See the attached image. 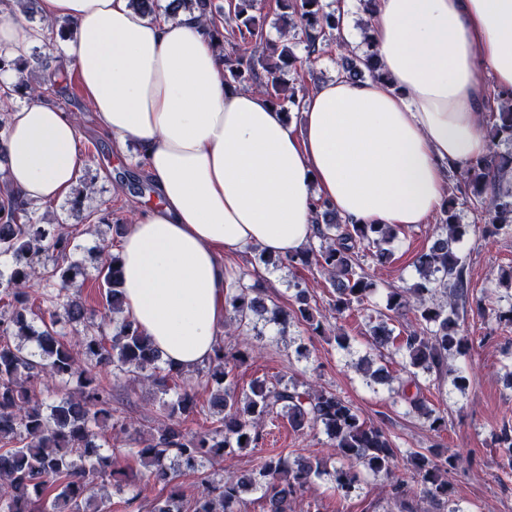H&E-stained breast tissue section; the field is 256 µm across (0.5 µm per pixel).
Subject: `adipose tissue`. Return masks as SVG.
Segmentation results:
<instances>
[{"label":"adipose tissue","instance_id":"1","mask_svg":"<svg viewBox=\"0 0 512 512\" xmlns=\"http://www.w3.org/2000/svg\"><path fill=\"white\" fill-rule=\"evenodd\" d=\"M42 25L0 20L21 57L59 19L100 125L135 140L156 204L120 241L126 312L165 361L205 362L224 321L225 255L285 258L312 234L320 198L363 224L426 223L449 166L485 151L490 67L512 87V0H376L369 36L389 81L342 77L303 99L301 128L258 91L229 92L203 21L151 20L128 0H39ZM5 169L27 201L64 197L85 164L74 114L34 99L7 112Z\"/></svg>","mask_w":512,"mask_h":512}]
</instances>
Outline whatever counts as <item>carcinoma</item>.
<instances>
[{
  "instance_id": "obj_1",
  "label": "carcinoma",
  "mask_w": 512,
  "mask_h": 512,
  "mask_svg": "<svg viewBox=\"0 0 512 512\" xmlns=\"http://www.w3.org/2000/svg\"><path fill=\"white\" fill-rule=\"evenodd\" d=\"M281 14L276 19L280 40H272L257 18L260 0H237L235 28L225 32L223 18L208 10V0H170L165 13L175 18L179 11L198 10L212 39L224 57V81L239 88L251 84L268 100L288 111L300 107L301 89L290 76L319 58L328 41L342 50L336 61V75L351 81L382 73L372 63L375 52H358L342 41L336 21L335 0H278ZM483 125L487 151L462 167L450 169L452 187L439 209L443 234L416 260L417 277L405 288L386 293L384 309L397 316L413 315L409 329L398 334L385 322L372 327L371 344L377 349L403 353L407 380L401 398L411 410L425 415L429 428H447V416L426 407L417 385L418 373L441 377L455 373L454 386L466 387L468 378L448 366V356L466 355L468 338L459 334L460 307L466 302L477 309L486 307L489 296L470 288L467 268L457 242L467 225L459 222L458 206L470 204L477 212L482 232L494 235L512 224V88H497L485 107ZM314 238L299 253L288 257L290 266L314 267L330 278L334 299L330 310L340 318L364 310L376 293V283L359 262V250L374 248L377 265L392 256L389 248L400 227L388 224H357L339 216L323 200L312 202ZM30 203L11 198L0 204V255L11 257L9 274L0 271V292L9 298L10 311H0V512H85L96 497L97 480L113 479L120 471L111 455L97 443L106 429L128 432L132 423L114 415L112 374H125L148 383L163 396V410L169 424L134 439V454L146 472L125 476V484L137 480L160 485L164 497L148 503V512H241L242 475L232 472L216 476L205 463L231 459L243 448L262 444L261 424L281 417L296 432L317 428L334 441L342 465L334 469L337 488L350 491L363 473L392 477L390 494L403 504L402 512H417L405 479L395 474L399 449L378 427L361 419L357 410L330 391H309L277 380L254 379L248 389H239L229 361L244 363L253 349L245 347L224 352L218 338L205 372L215 388L210 401L215 418L199 429L184 427L186 419L204 412L186 372L162 363L159 350L136 323L124 314L120 256L111 251L98 267L101 299L112 318L113 335L106 338L102 326L93 322L94 312L66 291L82 274L83 264L74 257L69 232L36 224L29 216ZM41 254L52 257L44 270L35 263ZM39 280L54 290L37 312L31 302V282ZM295 318L312 333L326 335L327 317L310 303L309 290L293 284ZM225 316L236 328L256 329L261 321L282 324L288 311L268 304L265 293L238 277L225 295ZM43 328H35V320ZM82 326L72 337L54 326ZM367 385H388L393 376L383 367L366 363ZM75 383L53 403L39 400L37 390L51 391L54 381ZM499 443L506 462L501 468L512 475V428L503 425ZM452 456L433 450L410 454V476L418 485L421 499L438 512L448 509L451 488L448 467ZM328 473L326 463L316 456L282 454L261 457L248 475L250 488L261 491L265 512H292V505L304 498L313 478ZM192 477L201 487L192 498L185 497L180 478ZM55 485L52 500L43 498L48 483Z\"/></svg>"
}]
</instances>
